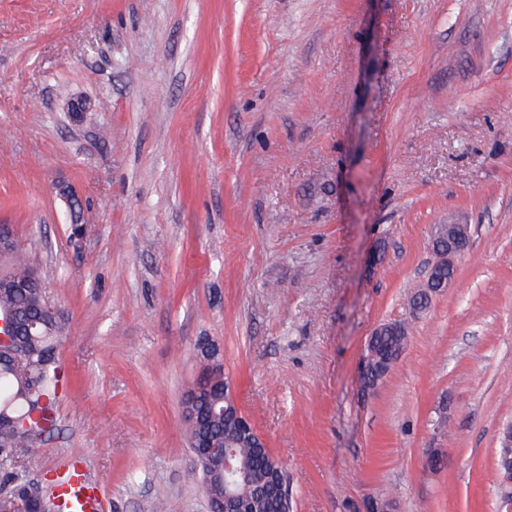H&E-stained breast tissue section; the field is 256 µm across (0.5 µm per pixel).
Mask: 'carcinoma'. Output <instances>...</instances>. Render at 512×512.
Segmentation results:
<instances>
[{"label": "carcinoma", "instance_id": "obj_1", "mask_svg": "<svg viewBox=\"0 0 512 512\" xmlns=\"http://www.w3.org/2000/svg\"><path fill=\"white\" fill-rule=\"evenodd\" d=\"M51 306L43 288H0V312L13 313L21 324L11 348L0 349V416L10 419L0 423V481L28 500L42 502L47 512H57L50 495L54 482L40 483L18 475L37 467V456L27 453L22 462L11 466L10 453L15 448H34L33 441L56 429V405L65 376L56 357L64 322L48 313ZM408 345V330H384L367 342L377 361L366 366L364 386L375 383L383 368H391ZM224 396V385L214 383L202 391L201 406L209 407ZM189 445L201 438L221 440L224 423L216 419L206 429L186 423ZM237 460L248 472V482L237 488L244 498L246 512H290L288 495L269 484L270 465L277 462L271 454H261L247 444L235 449Z\"/></svg>", "mask_w": 512, "mask_h": 512}]
</instances>
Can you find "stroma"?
<instances>
[{
  "instance_id": "1",
  "label": "stroma",
  "mask_w": 512,
  "mask_h": 512,
  "mask_svg": "<svg viewBox=\"0 0 512 512\" xmlns=\"http://www.w3.org/2000/svg\"><path fill=\"white\" fill-rule=\"evenodd\" d=\"M61 182L84 204L77 247ZM459 221L454 287L411 316L432 225ZM0 225V270L27 263L65 314L57 429L29 478L75 464L105 512H153L160 490L167 512H208L182 432L207 338L292 512L370 494L498 512L512 0H0ZM386 321L409 343L365 397Z\"/></svg>"
}]
</instances>
